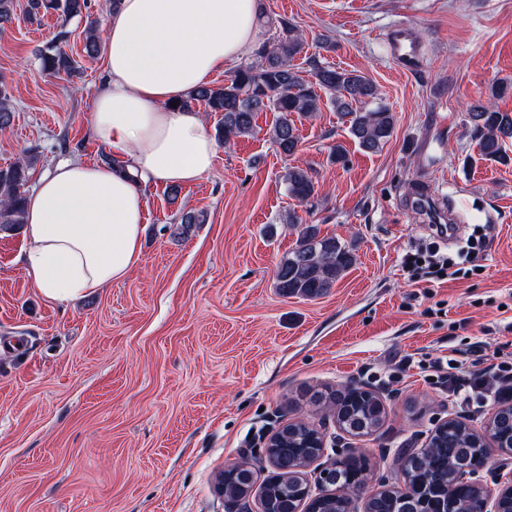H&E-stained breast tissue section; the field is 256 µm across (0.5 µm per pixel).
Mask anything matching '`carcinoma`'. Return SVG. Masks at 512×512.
<instances>
[{
    "mask_svg": "<svg viewBox=\"0 0 512 512\" xmlns=\"http://www.w3.org/2000/svg\"><path fill=\"white\" fill-rule=\"evenodd\" d=\"M86 8V0H27L26 12L29 20L38 21L52 11L65 18L80 16ZM301 53L306 54L307 71L293 64ZM41 59L46 71L72 70L70 58L60 48L48 49ZM323 92L362 151L377 153L392 137L394 113L382 105L365 108L377 98L374 83L357 71L323 64L319 53H308L300 34L286 21L280 22L273 39L257 49L255 60L235 70L224 86L202 85L179 107L190 109L202 102L210 111L223 113L219 137L226 144L252 135L259 113L274 112L277 117L270 139L288 158L297 153L299 145L293 116L320 111ZM468 120L481 159L502 165L512 162L505 150V142L512 139L511 112L477 102L469 106ZM283 180L288 194L298 202L308 203L315 197L316 183L307 169L288 166ZM27 182L28 166L0 168V233L17 231L25 224ZM288 223L299 228V235L295 247L277 266L276 288L285 296L318 298L353 266V250L334 236H320L316 226L303 224L294 213L288 215ZM310 402L331 406L339 428L352 436L373 435L385 424L382 403L360 388L317 391ZM488 428L490 439L461 420L439 426L423 447L404 454L394 483L368 499L366 512H485V490L469 476L487 462L493 450L512 452V405L500 407ZM322 452L319 432L304 423L290 424L270 440L266 454L276 471L260 485L263 512H298L302 505L318 512H353L352 493L368 480L366 458L352 453L334 462L322 478L324 488L313 497L304 468ZM256 481L257 472L246 463L218 475V487L231 503L249 497Z\"/></svg>",
    "mask_w": 512,
    "mask_h": 512,
    "instance_id": "cac0c4a2",
    "label": "carcinoma"
}]
</instances>
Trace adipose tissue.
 Here are the masks:
<instances>
[{
    "instance_id": "obj_1",
    "label": "adipose tissue",
    "mask_w": 512,
    "mask_h": 512,
    "mask_svg": "<svg viewBox=\"0 0 512 512\" xmlns=\"http://www.w3.org/2000/svg\"><path fill=\"white\" fill-rule=\"evenodd\" d=\"M260 9V0H118L90 125L139 179L80 161L40 179L26 200L24 264L46 298L126 277L141 257L145 184H191L211 169L215 142L198 113L175 103L251 51Z\"/></svg>"
}]
</instances>
